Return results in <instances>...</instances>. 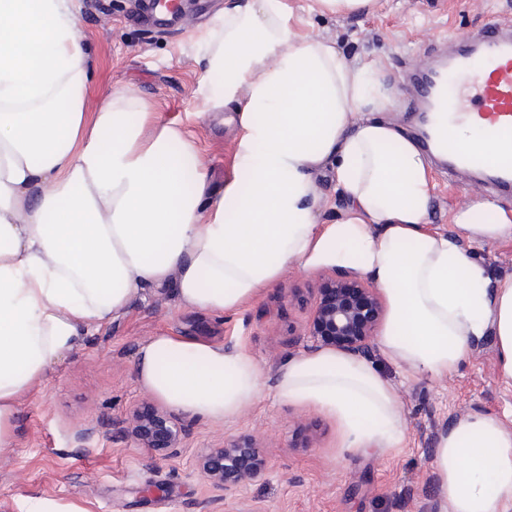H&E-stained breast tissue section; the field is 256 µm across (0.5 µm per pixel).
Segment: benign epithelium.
<instances>
[{
	"label": "benign epithelium",
	"mask_w": 512,
	"mask_h": 512,
	"mask_svg": "<svg viewBox=\"0 0 512 512\" xmlns=\"http://www.w3.org/2000/svg\"><path fill=\"white\" fill-rule=\"evenodd\" d=\"M383 307L371 285L357 276L335 279L323 290L305 333L309 349L339 348L346 354L364 355L378 336ZM129 426L120 430L131 445L163 448L171 454L183 445L179 419L155 407L135 406L128 416ZM199 467L215 487L230 491L265 476L266 458L250 438L224 440V447L203 455Z\"/></svg>",
	"instance_id": "obj_1"
}]
</instances>
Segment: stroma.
<instances>
[{
    "mask_svg": "<svg viewBox=\"0 0 512 512\" xmlns=\"http://www.w3.org/2000/svg\"><path fill=\"white\" fill-rule=\"evenodd\" d=\"M303 32L331 40L351 62L375 64L396 87L383 120L415 125L411 96L401 92L410 63L446 40L481 31L512 16V0H378L372 13L331 16L290 0ZM89 76L85 109L98 111L115 90L148 100L159 122L177 124L203 158L211 187L223 192L237 171L238 124L227 109L209 111L211 79L200 60L198 34L224 0H186L175 22L150 18L145 0H73ZM429 220L460 234L453 215L465 198H490L512 211V195L480 186L466 190L443 166L431 171ZM491 282L512 280V239L475 249ZM335 269L287 270L238 314H214L182 305L171 288L147 289L125 312L89 331L55 361L42 385L22 399L12 448L0 451V512H25L54 501L82 512H443L434 470L440 437L461 417L484 412L512 429V384L499 376L497 344L486 334L470 358L443 381L412 378L381 350L369 357L398 389L405 438L392 450L342 446L334 419L318 408L275 401L269 388L278 369L303 351L315 301ZM172 333L245 347L262 368L264 394L244 415L221 423L183 417L177 455L129 447L116 431L136 405H155L136 376L139 348ZM252 437L267 460L266 476L231 492L213 488L198 469L204 453L225 439ZM159 485L163 494L145 489Z\"/></svg>",
    "mask_w": 512,
    "mask_h": 512,
    "instance_id": "obj_1",
    "label": "stroma"
}]
</instances>
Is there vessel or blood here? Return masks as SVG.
<instances>
[{
	"label": "vessel or blood",
	"mask_w": 512,
	"mask_h": 512,
	"mask_svg": "<svg viewBox=\"0 0 512 512\" xmlns=\"http://www.w3.org/2000/svg\"><path fill=\"white\" fill-rule=\"evenodd\" d=\"M446 61L426 56L409 71L412 110L426 107L475 122L489 136L512 137V21L494 20L480 33L456 37ZM424 147L439 151L449 167L476 173L479 181L512 189V164L485 166L459 142L433 129Z\"/></svg>",
	"instance_id": "b4317fda"
}]
</instances>
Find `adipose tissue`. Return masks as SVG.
<instances>
[{"label":"adipose tissue","mask_w":512,"mask_h":512,"mask_svg":"<svg viewBox=\"0 0 512 512\" xmlns=\"http://www.w3.org/2000/svg\"><path fill=\"white\" fill-rule=\"evenodd\" d=\"M288 0H224L202 38L211 108L237 114L238 175L213 196L195 144L157 125L149 102L115 91L83 110L88 73L73 0H0V450L19 402L84 334L146 288L235 313L290 267L367 276L385 298L378 345L413 375L450 376L486 333L512 382V280L491 284L470 246L512 238V215L480 200L454 217L468 246L429 225L430 162L381 120L394 100L376 68L298 34ZM448 132L492 162L512 149L470 122ZM348 203L318 221L313 176ZM139 385L169 408L221 422L259 396L245 349L161 334L141 346ZM281 401L321 409L343 445L400 447L398 394L370 362L322 349L284 364ZM448 512H512V429L475 413L434 457Z\"/></svg>","instance_id":"adipose-tissue-1"}]
</instances>
